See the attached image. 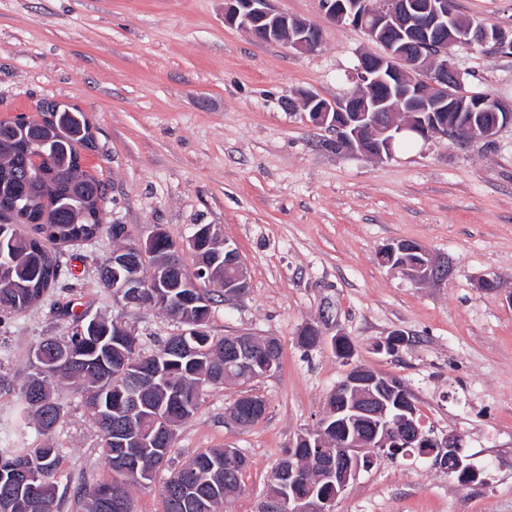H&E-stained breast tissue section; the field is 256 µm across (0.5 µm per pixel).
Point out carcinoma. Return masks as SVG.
Masks as SVG:
<instances>
[{"label":"carcinoma","mask_w":512,"mask_h":512,"mask_svg":"<svg viewBox=\"0 0 512 512\" xmlns=\"http://www.w3.org/2000/svg\"><path fill=\"white\" fill-rule=\"evenodd\" d=\"M26 138L43 143L49 161L34 165L24 149ZM92 148L93 135L84 113L56 103L44 105L40 118L25 129L0 122V228L5 229L6 252V261L0 263V309L21 313L50 295L61 276L58 252L96 239L103 229L105 186L81 165L82 152ZM172 246L169 238L159 239L140 264V273L145 276L149 269L156 273L163 268L171 280L184 276L198 286L170 288L162 296L149 288L142 305L163 310L193 331L194 352H179V333L145 351L138 337L105 317L94 331L82 325L68 336L43 338L37 344L43 364L56 366L57 374L36 388L30 380L33 372L26 374L21 395L25 419L34 426L36 440L22 448H0V512H61L62 448L54 434L64 419V390L79 395L110 470L109 478L82 492V512H114L99 497V488L109 482L120 492L125 512H134L131 486L152 478L117 473L114 430L137 434L143 470L154 475L168 462L179 427L198 411L204 392L224 384L225 337L207 330L215 296L224 291L209 288L208 274L196 263L188 267L181 256L174 258L177 266H165ZM68 348L78 360H60L62 350ZM126 371L158 374L140 391L141 409L131 416L124 414L129 394ZM23 462L33 463L37 472V489L31 492L19 489L11 471V466ZM185 463L193 469L173 470L162 486L163 512H220L242 493V475L249 467L246 456L231 467L225 461V448H206L189 455ZM183 480L196 486L191 499L179 491Z\"/></svg>","instance_id":"cac0c4a2"}]
</instances>
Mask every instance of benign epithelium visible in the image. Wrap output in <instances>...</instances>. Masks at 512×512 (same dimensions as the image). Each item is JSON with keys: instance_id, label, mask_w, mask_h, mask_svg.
Masks as SVG:
<instances>
[{"instance_id": "obj_1", "label": "benign epithelium", "mask_w": 512, "mask_h": 512, "mask_svg": "<svg viewBox=\"0 0 512 512\" xmlns=\"http://www.w3.org/2000/svg\"><path fill=\"white\" fill-rule=\"evenodd\" d=\"M327 17L337 25H349L365 32L369 40L381 45L383 52L363 53L353 79L356 89L342 98L326 99L314 92L303 95V108L310 122L336 133L334 149L338 153L382 158L393 156L392 131L411 132L422 139L432 135L456 136L471 129L486 140L506 124H512V101L492 99L496 120L480 128L425 122L402 124L386 103L394 96L405 101L409 112H483L486 100L466 89L464 72L448 49L458 44L493 45L512 52V34L495 26L472 24L457 14L455 0H323ZM224 23L247 30L259 41H269L273 32L287 30L285 44L297 51L313 52L322 43V31L314 24L274 11L269 0H224ZM220 239L213 226L197 231L188 246H174L198 255L210 270L224 299L235 300L247 288L245 264L235 248L203 252L197 239L201 235ZM163 231L154 228L145 238L112 252L110 282L116 296L137 304L144 288H170L168 278L146 281L137 274L138 261L148 257L156 238ZM234 268L229 278L218 275L226 267ZM336 351L345 352L342 361L350 365L344 379L328 397L325 423L320 428L299 434L288 449V468L283 484L288 493L268 497L260 512H335L337 499L367 468L372 452L386 454L398 448H415L424 457L448 463V470L461 468L463 439L457 434L439 436L426 432L414 402L392 376L352 363L354 351L343 336L334 338ZM277 342L249 334L231 336L224 343L229 365L242 371L260 367L262 375L275 371ZM265 414L264 400L241 395L230 411L239 426L257 422Z\"/></svg>"}]
</instances>
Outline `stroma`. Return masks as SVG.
<instances>
[{
    "label": "stroma",
    "instance_id": "35a3bbf8",
    "mask_svg": "<svg viewBox=\"0 0 512 512\" xmlns=\"http://www.w3.org/2000/svg\"><path fill=\"white\" fill-rule=\"evenodd\" d=\"M279 12L320 27L311 53L260 42L224 23V0H0V119L35 114L53 100L84 112L95 151L83 167L108 187L103 222L132 238L160 227L175 242L211 224L245 261L248 290L215 304V336L275 337L279 368L250 385L207 393L183 424L170 468L205 448L231 446L250 461L230 512H258L274 468L298 434L316 428L348 366L331 344L354 345L353 362L401 380L426 428L462 436L476 479L461 483L431 458L378 461L340 496L335 512H512V124L462 144L433 136L376 159L326 149L289 100L312 91L350 93L361 53L379 52L360 29L332 23L321 0H272ZM460 16L512 31V0H456ZM466 88L512 100V54L458 46ZM411 240L448 276L417 282L380 260ZM113 248L63 251L58 295L20 314L0 311V448L33 442L20 388L29 353L64 336L78 317L122 323L150 350L179 325L164 312L129 307L99 284ZM498 283L481 290L482 279ZM317 323L321 346H301ZM402 330L398 352L376 341ZM262 397L264 418L241 428L229 408ZM55 440L68 484L62 512H81L77 494L108 478L99 438L72 392Z\"/></svg>",
    "mask_w": 512,
    "mask_h": 512
}]
</instances>
